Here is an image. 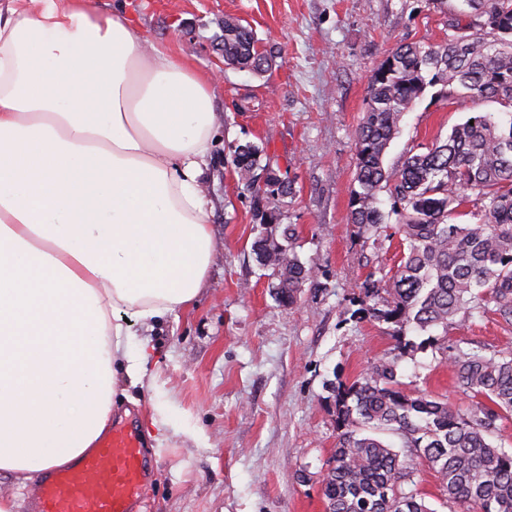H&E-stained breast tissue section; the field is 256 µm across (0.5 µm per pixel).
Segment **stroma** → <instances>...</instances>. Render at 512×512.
Instances as JSON below:
<instances>
[{
	"instance_id": "obj_1",
	"label": "stroma",
	"mask_w": 512,
	"mask_h": 512,
	"mask_svg": "<svg viewBox=\"0 0 512 512\" xmlns=\"http://www.w3.org/2000/svg\"><path fill=\"white\" fill-rule=\"evenodd\" d=\"M462 0H126L151 41L204 71H223L216 142L203 180L217 245L195 304L158 322L146 342L156 388L128 387L130 414L157 467L137 512H325L322 475L338 440L333 388L393 348L389 324L361 313L363 284L396 267L400 237L359 233L348 221L355 130L370 78L401 42L439 44ZM249 26L271 55L261 74L225 65L224 22ZM511 120L496 101L460 103L429 89L404 113L385 164L448 137L476 115ZM291 186L276 208L291 252L314 272L297 302L277 300L272 269L253 245L264 229L238 185L234 147ZM448 347L512 351V323L488 311L450 324ZM397 379L463 412L480 400L456 387L432 348L405 354ZM165 403L160 440L152 401Z\"/></svg>"
}]
</instances>
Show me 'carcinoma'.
Masks as SVG:
<instances>
[{
	"label": "carcinoma",
	"instance_id": "cac0c4a2",
	"mask_svg": "<svg viewBox=\"0 0 512 512\" xmlns=\"http://www.w3.org/2000/svg\"><path fill=\"white\" fill-rule=\"evenodd\" d=\"M463 2L466 8L448 19V40L401 43L380 64L355 132L350 223L365 233L385 231L387 215L376 206L385 190L406 251L393 274L370 277L363 286L372 315L395 325L396 345L335 390L338 442L322 481L328 512H435L405 488L412 482L411 454L437 474L449 504L464 512H512V453L491 441L496 420L512 413V354L450 352L433 335L418 344L406 339L411 327L446 330L456 317L488 307L512 323V122L504 128L489 115L475 116L400 166L384 164L402 115L432 87L455 83L465 102L494 99L512 108V0ZM473 29L492 40L468 35ZM224 62L262 72L268 57L250 27L227 19ZM256 156L250 143L235 146L241 184L261 223L273 226L275 201L288 195V183L271 173L257 181ZM465 214L474 222H455ZM254 251L261 265L273 268L278 299L294 303L312 271L269 235L255 241ZM426 347L442 351L458 387L487 404L461 413L426 392L403 391L399 359ZM382 433L398 435L410 454L384 442Z\"/></svg>",
	"mask_w": 512,
	"mask_h": 512
}]
</instances>
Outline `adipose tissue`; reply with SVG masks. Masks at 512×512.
I'll use <instances>...</instances> for the list:
<instances>
[{"mask_svg": "<svg viewBox=\"0 0 512 512\" xmlns=\"http://www.w3.org/2000/svg\"><path fill=\"white\" fill-rule=\"evenodd\" d=\"M219 80L92 0H0V474L94 448L138 332L215 258L202 176Z\"/></svg>", "mask_w": 512, "mask_h": 512, "instance_id": "ef3b65f1", "label": "adipose tissue"}]
</instances>
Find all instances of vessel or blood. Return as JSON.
Here are the masks:
<instances>
[{
  "label": "vessel or blood",
  "mask_w": 512,
  "mask_h": 512,
  "mask_svg": "<svg viewBox=\"0 0 512 512\" xmlns=\"http://www.w3.org/2000/svg\"><path fill=\"white\" fill-rule=\"evenodd\" d=\"M153 474L138 433L116 424L92 451L47 470L29 512H134Z\"/></svg>",
  "instance_id": "obj_1"
}]
</instances>
